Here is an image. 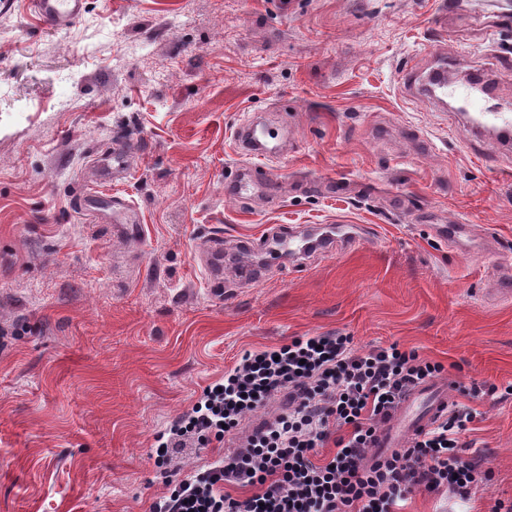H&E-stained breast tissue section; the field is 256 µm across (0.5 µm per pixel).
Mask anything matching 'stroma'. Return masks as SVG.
Returning <instances> with one entry per match:
<instances>
[{"label":"stroma","mask_w":512,"mask_h":512,"mask_svg":"<svg viewBox=\"0 0 512 512\" xmlns=\"http://www.w3.org/2000/svg\"><path fill=\"white\" fill-rule=\"evenodd\" d=\"M0 8V512H149L167 487L155 437L248 351L341 332L440 362L478 416L491 471L466 502L416 491L404 512L512 501V154L483 166L450 108L408 96L405 65L457 53L512 106V0H86L69 29ZM283 128L273 181L224 194L235 128ZM125 140L141 151L97 184ZM142 222L112 235L85 191ZM368 236L251 284L238 258L268 225ZM470 224L490 252L448 247ZM224 246V297L201 263ZM436 234L457 248L471 249L476 247L475 238L468 224H440L435 227Z\"/></svg>","instance_id":"1"}]
</instances>
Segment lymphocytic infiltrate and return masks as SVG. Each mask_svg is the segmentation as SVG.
I'll use <instances>...</instances> for the list:
<instances>
[{
  "label": "lymphocytic infiltrate",
  "instance_id": "obj_1",
  "mask_svg": "<svg viewBox=\"0 0 512 512\" xmlns=\"http://www.w3.org/2000/svg\"><path fill=\"white\" fill-rule=\"evenodd\" d=\"M443 370L394 344L355 349L343 334L245 353L157 435L155 464L166 468L172 451L193 452L213 438H231L233 448L205 470L168 479L150 512H401L419 489L470 499L489 476L461 440L477 416L471 407L451 404L402 448L373 453L401 398ZM281 394L286 410L246 426L248 414ZM329 443L333 455H320Z\"/></svg>",
  "mask_w": 512,
  "mask_h": 512
}]
</instances>
